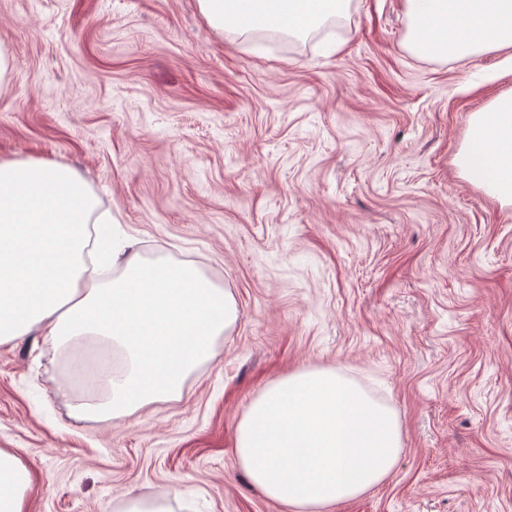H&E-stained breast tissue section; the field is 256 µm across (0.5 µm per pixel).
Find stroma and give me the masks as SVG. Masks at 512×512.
Wrapping results in <instances>:
<instances>
[{
	"label": "stroma",
	"instance_id": "1",
	"mask_svg": "<svg viewBox=\"0 0 512 512\" xmlns=\"http://www.w3.org/2000/svg\"><path fill=\"white\" fill-rule=\"evenodd\" d=\"M403 0H348L265 44L199 0H0V159L71 167L115 242L196 265L236 317L180 399L112 423L109 351L0 344V448L29 512H288L237 426L273 381L333 369L398 417L386 480L331 512H512V205L460 171L505 52H413Z\"/></svg>",
	"mask_w": 512,
	"mask_h": 512
}]
</instances>
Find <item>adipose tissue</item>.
Listing matches in <instances>:
<instances>
[{"mask_svg":"<svg viewBox=\"0 0 512 512\" xmlns=\"http://www.w3.org/2000/svg\"><path fill=\"white\" fill-rule=\"evenodd\" d=\"M346 0H200L217 29L303 34ZM418 53L468 57L512 48V0H405ZM460 169L512 205V93L474 113ZM111 215L73 169L0 159V344L40 331L59 344L99 336L121 358L107 363V397L71 409L109 421L179 399L187 376L213 357L235 317L232 298L197 267L112 246ZM121 264L114 279L101 270ZM402 448L397 416L331 369L291 373L250 404L236 454L251 482L289 512H329L380 484ZM32 473L0 449V512H28Z\"/></svg>","mask_w":512,"mask_h":512,"instance_id":"adipose-tissue-1","label":"adipose tissue"}]
</instances>
